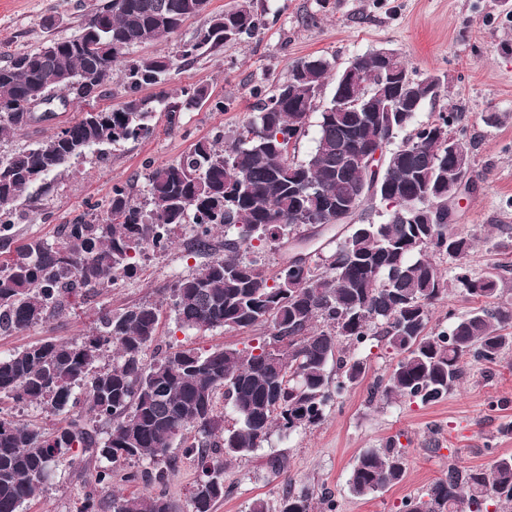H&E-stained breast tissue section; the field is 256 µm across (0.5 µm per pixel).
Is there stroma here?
I'll return each mask as SVG.
<instances>
[{"label":"stroma","instance_id":"obj_1","mask_svg":"<svg viewBox=\"0 0 512 512\" xmlns=\"http://www.w3.org/2000/svg\"><path fill=\"white\" fill-rule=\"evenodd\" d=\"M93 0H0V51L30 50L51 38L75 33ZM267 25L261 35L243 38L218 53L173 71L165 92L203 83L210 92L204 106L182 112L180 126L168 131L164 113H155L152 136L118 146L94 147L68 163L49 184H35L24 195L11 228L14 238L56 239L61 225L100 213L116 183L128 184L137 201L147 196L150 168L178 159L201 139L232 141L254 101L253 91L286 80L301 59L325 54L344 67L356 55L387 48L400 53L425 75L442 76L446 91L417 112L416 123L437 112H455L457 126L474 139L475 167L484 177L456 209L459 230L474 246L467 263L474 275L501 274L500 299L512 302V0H254ZM80 103L57 108L47 119L0 136V157L36 145L83 111ZM189 234L180 233L164 254L143 261L137 276L118 281L61 318L17 336H0V352L41 340L69 341L87 333L100 310L117 311L141 302L164 305L159 338L205 350L256 344L260 333L214 328L176 332L166 286L188 275L197 263L189 254ZM368 371L327 410L325 420L289 437L272 435L252 457L229 463L224 482L232 495L214 512H248L257 498L277 504L287 488L308 487L327 494L336 512H401V504L426 492L448 469L449 460L485 466L493 454L512 453V351L494 365L470 362L459 386L442 401H380L370 397L374 381L390 359L377 346L359 351ZM396 438L407 452L405 479L371 497L354 496L348 484L358 455ZM284 461L275 473L270 458ZM95 468L61 462L43 493L23 512H76Z\"/></svg>","mask_w":512,"mask_h":512}]
</instances>
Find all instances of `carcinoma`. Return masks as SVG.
Segmentation results:
<instances>
[{"label":"carcinoma","mask_w":512,"mask_h":512,"mask_svg":"<svg viewBox=\"0 0 512 512\" xmlns=\"http://www.w3.org/2000/svg\"><path fill=\"white\" fill-rule=\"evenodd\" d=\"M209 0H112L107 25L99 4L66 39L8 54L0 62V134L29 126V102L67 80L81 86V101L103 96L118 76L126 100L116 108L89 110L34 148L0 158V239H8L19 202L72 157L94 146L145 139L152 114L167 113L168 130L180 112L210 98L199 84L180 96H143L165 84L172 71L211 55L242 37H257L266 23L241 0L231 10L208 11ZM208 14L196 39L169 57L129 58L134 47L176 33L185 20ZM378 97L365 84L384 70L378 52L356 56L361 76L336 77L333 97L321 103L335 62L310 56L287 80L254 91L256 103L235 142L202 139L147 177L148 206L116 183L107 209L89 221L64 224L54 241L30 237L0 252V335L23 333L61 316L70 301L93 297L134 276L149 252L164 253L174 229L188 226L192 248L207 258L169 288L178 330L266 329L247 349L224 346L205 352L161 345V310L139 303L103 311L87 335L69 342L44 340L0 355V512H21L41 492L57 462L95 464L94 488L79 512H100L97 489L112 486V472L136 464L129 483L152 490L112 493V512H212L229 496L224 466L250 456L273 430L289 436L324 420L326 409L360 384L366 362L355 350L375 340L399 355L371 391L386 400L438 402L458 385L463 364H494L512 350V303L448 313V327H431L433 307L448 294L436 260L456 262L453 284L465 297L491 298L499 276L477 277L467 265L472 238L448 223V174L457 170L452 137L463 140L476 182L474 145L455 129L458 115L440 112L413 125L416 112L444 91L437 75L420 79L405 58ZM363 99L366 112H338ZM318 135L298 156L311 113ZM386 140L376 189L361 192V171L343 162L342 144ZM399 200L400 215L377 223L370 200ZM355 216L323 255L283 261L271 275L259 262L270 243L313 225ZM224 232V241L215 236ZM151 360H146L148 351ZM224 398V406L218 399ZM35 406L62 416L52 429L16 419L13 409ZM192 436H187L188 430ZM197 463L186 504L163 492L176 467L174 444ZM399 441L366 448L352 466L349 489L365 498L403 481L406 461ZM403 512H503L512 508V455L487 467L448 465L427 493L408 498ZM249 512H315L312 495L288 488L276 508L262 498Z\"/></svg>","instance_id":"cac0c4a2"}]
</instances>
